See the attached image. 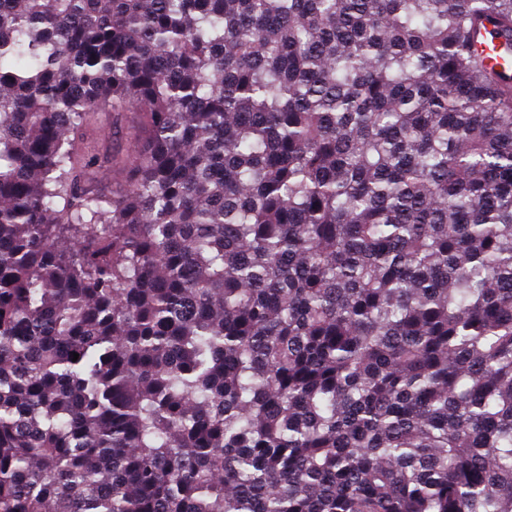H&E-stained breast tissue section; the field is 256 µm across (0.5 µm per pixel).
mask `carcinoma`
<instances>
[{"label": "carcinoma", "mask_w": 512, "mask_h": 512, "mask_svg": "<svg viewBox=\"0 0 512 512\" xmlns=\"http://www.w3.org/2000/svg\"><path fill=\"white\" fill-rule=\"evenodd\" d=\"M488 32L512 0H0V512H512ZM138 134L137 112H111L103 114L98 123L88 129V140L99 150H108L121 157L133 151Z\"/></svg>", "instance_id": "carcinoma-1"}]
</instances>
